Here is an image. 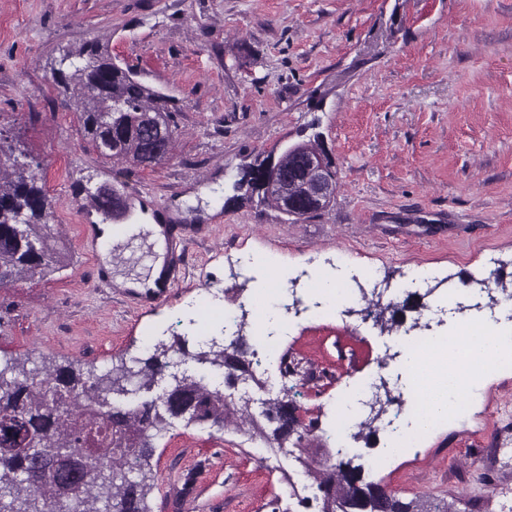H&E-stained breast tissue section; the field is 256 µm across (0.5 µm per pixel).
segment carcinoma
Here are the masks:
<instances>
[{"mask_svg": "<svg viewBox=\"0 0 512 512\" xmlns=\"http://www.w3.org/2000/svg\"><path fill=\"white\" fill-rule=\"evenodd\" d=\"M55 81L60 92L81 108V131L103 160L126 161L144 169L164 164L172 156L176 134L172 100L145 84L134 71L112 61L98 42L61 56ZM320 160L326 176L337 180V168L312 141L289 145L257 187L252 171L243 172L233 189L243 188L272 203L297 224L327 211L335 193L312 194L303 165ZM299 202L289 207L288 202ZM53 204L30 173L28 162L0 146V288L23 277L46 275L61 263L54 245ZM368 316L381 332L401 326L393 303L370 300ZM168 348L154 346L153 354L133 371L121 367L104 375L72 367L29 370L17 362L0 366V512H147L145 499L154 486L150 466L153 439L174 420L188 425L224 428L235 422L250 425L252 435L271 448L302 447L311 427L290 410L289 388L260 400L261 411L250 412V400L237 408L233 394L185 371L171 379L158 400L125 409L114 396L149 389L167 376ZM256 351L244 336L229 345L210 339L191 354L198 364L229 377L247 389L264 388L253 368ZM386 412L380 406L364 417L357 440L378 430ZM35 440V457L20 454L28 439ZM360 455L347 452L325 471L315 474L322 499L321 512H450L405 501L379 485L364 481Z\"/></svg>", "mask_w": 512, "mask_h": 512, "instance_id": "1", "label": "carcinoma"}]
</instances>
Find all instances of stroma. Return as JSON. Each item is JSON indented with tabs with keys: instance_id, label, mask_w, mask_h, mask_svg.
<instances>
[{
	"instance_id": "obj_1",
	"label": "stroma",
	"mask_w": 512,
	"mask_h": 512,
	"mask_svg": "<svg viewBox=\"0 0 512 512\" xmlns=\"http://www.w3.org/2000/svg\"><path fill=\"white\" fill-rule=\"evenodd\" d=\"M97 40L114 61L171 96L178 110L171 159L157 170L102 160L81 137L74 99L59 93L62 54ZM319 132L339 170L336 199L323 215L287 223L271 203L235 196L240 172L279 160ZM0 144L29 163L54 206L62 268L0 289V359L34 369L70 366L97 374L138 368L155 336L170 361L196 373L192 353L224 334L204 315L255 300L258 288L294 277L307 256L399 279L403 270L439 272L432 289L401 283L393 300L409 337L459 336L466 300L493 267L512 276V0H0ZM134 186L170 223L201 226L185 270L159 302L131 300L116 283L98 285L102 264L88 245V191ZM142 231L120 242L116 273L149 271ZM253 257L250 280L231 264ZM345 279L357 291L353 279ZM246 330L263 352L256 372L278 390L279 356L290 348L300 374L291 397L317 427L303 446L315 464L336 461L337 407L352 404L378 376L398 384L391 426L354 441L367 480L406 500L452 512H512V360L484 376L463 412L416 448L392 456L411 431L419 397L387 337L372 321L306 312L287 337ZM149 512H252L262 490L247 478L272 449L235 425L217 431L174 421L154 439Z\"/></svg>"
}]
</instances>
